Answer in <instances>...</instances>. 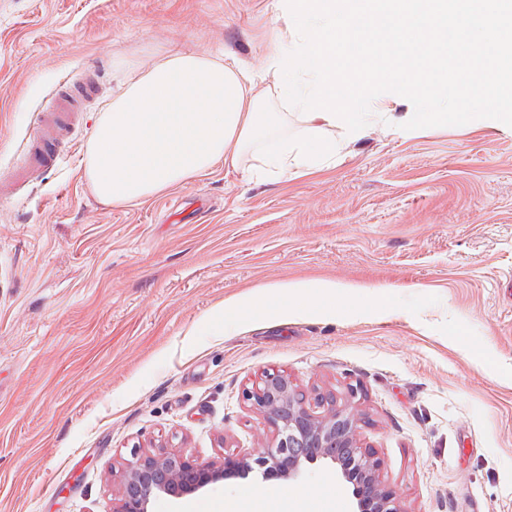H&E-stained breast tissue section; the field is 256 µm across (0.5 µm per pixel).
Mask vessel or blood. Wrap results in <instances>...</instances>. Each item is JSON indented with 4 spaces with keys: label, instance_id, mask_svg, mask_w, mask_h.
<instances>
[{
    "label": "vessel or blood",
    "instance_id": "1",
    "mask_svg": "<svg viewBox=\"0 0 512 512\" xmlns=\"http://www.w3.org/2000/svg\"><path fill=\"white\" fill-rule=\"evenodd\" d=\"M91 92L90 86L53 98L39 115L37 141L31 147L24 170L15 174L16 183H27L40 172L50 169L56 159V149L74 119V112L81 99Z\"/></svg>",
    "mask_w": 512,
    "mask_h": 512
}]
</instances>
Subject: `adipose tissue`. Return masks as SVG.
Returning a JSON list of instances; mask_svg holds the SVG:
<instances>
[{"label":"adipose tissue","instance_id":"adipose-tissue-1","mask_svg":"<svg viewBox=\"0 0 512 512\" xmlns=\"http://www.w3.org/2000/svg\"><path fill=\"white\" fill-rule=\"evenodd\" d=\"M278 26L265 86L237 58L165 48L137 66L99 117L84 175L104 204L169 191L216 165L251 155L263 179L335 163L362 139L376 85L390 86L387 118L404 135L446 121L470 123L473 104L512 112V0H271ZM403 115H396V107ZM305 125L291 137L280 113ZM345 130L344 142L327 132ZM289 310L356 312L351 288L329 280L285 285Z\"/></svg>","mask_w":512,"mask_h":512}]
</instances>
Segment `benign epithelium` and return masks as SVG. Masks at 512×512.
Segmentation results:
<instances>
[{
  "label": "benign epithelium",
  "mask_w": 512,
  "mask_h": 512,
  "mask_svg": "<svg viewBox=\"0 0 512 512\" xmlns=\"http://www.w3.org/2000/svg\"><path fill=\"white\" fill-rule=\"evenodd\" d=\"M243 399L272 428L264 452L210 461L168 448L143 453L126 467L113 512H148L159 495L180 499L255 466L266 479L291 481L305 465L322 461L334 464L336 479L352 487V512H407L382 480L379 458L361 442L363 414L356 407L338 408L333 396L322 394L317 401L327 409L318 414L291 378L275 372L244 389Z\"/></svg>",
  "instance_id": "7a95c632"
}]
</instances>
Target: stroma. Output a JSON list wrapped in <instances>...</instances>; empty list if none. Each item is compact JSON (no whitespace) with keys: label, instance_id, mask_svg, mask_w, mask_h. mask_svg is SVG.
I'll list each match as a JSON object with an SVG mask.
<instances>
[{"label":"stroma","instance_id":"1","mask_svg":"<svg viewBox=\"0 0 512 512\" xmlns=\"http://www.w3.org/2000/svg\"><path fill=\"white\" fill-rule=\"evenodd\" d=\"M269 0H0V178L24 164L62 79L90 81L55 167L0 200V512H112L118 475L160 446L258 454L242 392L264 372L364 413L361 439L407 512H512V121L405 137L374 118L335 165L258 180L217 166L107 206L82 163L132 71L175 46L264 69ZM330 280L388 309L242 320L252 290ZM237 475L150 512H222Z\"/></svg>","mask_w":512,"mask_h":512}]
</instances>
